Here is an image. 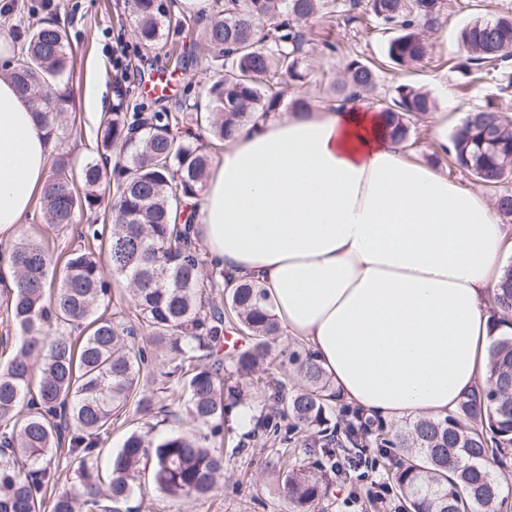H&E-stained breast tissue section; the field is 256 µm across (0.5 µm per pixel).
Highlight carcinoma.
<instances>
[{"instance_id":"obj_1","label":"carcinoma","mask_w":512,"mask_h":512,"mask_svg":"<svg viewBox=\"0 0 512 512\" xmlns=\"http://www.w3.org/2000/svg\"><path fill=\"white\" fill-rule=\"evenodd\" d=\"M137 38L147 48L159 37L163 0H130ZM325 0H224V9L203 28L210 61L221 74L210 86L212 110L205 117L220 141L268 112L280 95V78L304 79L306 43L297 23L317 15ZM350 17H373L395 31L385 48L390 65L409 67L424 59L423 29L444 22L441 0H350ZM466 57L464 74L477 76L512 57V17L476 20L459 33ZM70 65L64 29L51 20L28 26L18 58L7 77L40 106L42 126L51 137L68 94L55 89ZM375 62L348 55L340 95L349 97L376 85ZM112 111L102 119L100 148L131 153L115 167L113 224L105 232L90 224L95 249L76 248L61 274L40 241L23 236L5 247L16 287L0 292V319L18 333V345L0 366V512H120L146 470L168 497H205L224 474V454L206 436L133 431L112 451L105 472L94 466L101 434L129 408L147 415L157 403L188 397L192 422L224 434V417L241 395L237 379L267 362L270 344L282 327L265 289L235 283L224 270L205 267L191 236V220L180 222L182 203L197 194L208 156L178 138L180 115L128 112L129 90L115 86ZM432 100L409 84H398L382 99L386 134L396 143L410 138L408 116L430 111ZM448 157L496 189L501 216L512 221V116L492 103L470 110L453 132ZM103 171L96 163L75 170L64 155L50 162L41 210L48 224L74 223L78 213L96 211ZM133 289V316L101 308L111 300L110 279ZM224 307L212 304L214 293ZM494 307L512 313V265L503 270ZM246 342L227 356L225 333ZM150 344L164 347L174 363L169 393L148 387ZM289 362L302 382L298 388L270 377L267 401L283 425L260 417L255 431H271L288 441L300 429L313 432L310 447L320 458L313 469L287 471L284 492L295 512H318L327 474L336 470L335 389L311 352L294 350ZM491 383L460 400L444 419H420L387 431L379 427L381 448H399L403 459L392 471L409 512H507L501 475L512 469V336L499 337L489 351ZM65 452L66 481L54 454Z\"/></svg>"}]
</instances>
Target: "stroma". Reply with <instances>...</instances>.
<instances>
[{
	"label": "stroma",
	"instance_id": "obj_1",
	"mask_svg": "<svg viewBox=\"0 0 512 512\" xmlns=\"http://www.w3.org/2000/svg\"><path fill=\"white\" fill-rule=\"evenodd\" d=\"M446 21L441 34L427 35V56L409 68H387L380 72L377 88L367 95L371 107H378L381 97L392 87L408 83L427 92L434 103L432 112L411 116L409 147L428 164L448 173L460 187L479 192L486 202H494L492 190L476 177L453 168L448 160L434 151L431 119L439 117L449 129H456L466 112L486 103H494L512 113V90L504 91L503 71H492L477 82H468L457 69L465 52L459 40L460 30L480 18L512 16V0H443ZM178 0L159 20L160 44L147 49L139 44L129 0H0V30L17 34L29 23L57 18L65 27L70 47L71 64L61 79L71 92V103L62 113L59 127L51 140L52 153H63L75 165L93 161L113 168L118 153L102 155L97 146L101 113L89 112L84 103L96 90H103L105 100H112L115 83L130 91L129 109L133 112H178L183 120L179 134L201 146L211 164H218L223 153L221 142L194 122V105L208 106L207 90L217 79L218 69L208 62L200 26L185 22ZM307 35L302 68L305 78L296 83L283 79L279 107L310 111L314 104H330L334 100V84L340 80L343 58L356 55L378 60L391 38V31L376 22L359 25L348 22L346 12L335 13L332 20L312 18L304 21ZM123 52L124 67H112L113 51ZM171 78L170 96L149 97L148 90L156 78ZM103 201L97 214L78 217L76 224L60 229L46 224L40 205H33L23 227L48 244L53 257L64 256L80 247L87 224H111L113 184L101 187ZM299 340L282 336L281 355L276 356L268 372L243 379L246 395L237 403L224 424V479L218 493L207 497L173 499L155 490L149 475H142L133 502L140 512H292L282 493L283 476L272 465L281 447L273 435L253 436L256 419L269 408L262 390L268 375L282 376L290 372L287 353L300 348ZM248 441L250 453L239 455L235 447ZM323 512H376L378 505L366 495L365 485L351 487L339 480L330 482L321 501Z\"/></svg>",
	"mask_w": 512,
	"mask_h": 512
}]
</instances>
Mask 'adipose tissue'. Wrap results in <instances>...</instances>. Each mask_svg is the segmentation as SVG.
Returning a JSON list of instances; mask_svg holds the SVG:
<instances>
[{"label": "adipose tissue", "mask_w": 512, "mask_h": 512, "mask_svg": "<svg viewBox=\"0 0 512 512\" xmlns=\"http://www.w3.org/2000/svg\"><path fill=\"white\" fill-rule=\"evenodd\" d=\"M357 99L237 130L198 197L194 237L225 277L265 288L363 418L442 419L488 384L492 313L512 247L478 193L408 158ZM50 144L0 79V236L42 188Z\"/></svg>", "instance_id": "adipose-tissue-1"}]
</instances>
